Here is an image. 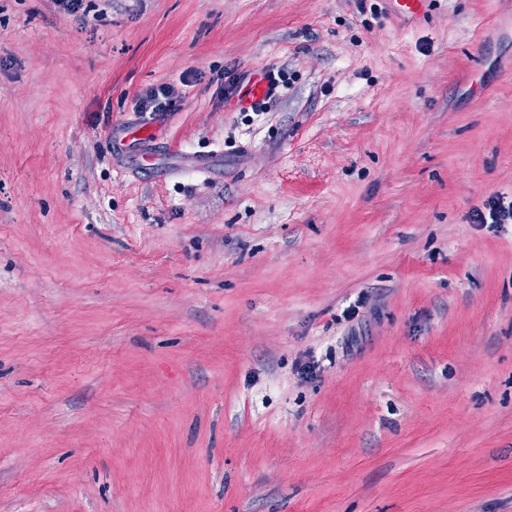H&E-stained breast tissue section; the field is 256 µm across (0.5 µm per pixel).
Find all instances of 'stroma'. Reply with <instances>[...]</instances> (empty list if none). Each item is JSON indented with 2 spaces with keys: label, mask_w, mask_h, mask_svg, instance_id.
<instances>
[{
  "label": "stroma",
  "mask_w": 512,
  "mask_h": 512,
  "mask_svg": "<svg viewBox=\"0 0 512 512\" xmlns=\"http://www.w3.org/2000/svg\"><path fill=\"white\" fill-rule=\"evenodd\" d=\"M378 2L0 0V512H512V0ZM270 89L268 74L263 71H256L250 77L245 93L240 99V106L246 107L261 101ZM178 97L175 86L150 89L138 98L136 112H165ZM504 196L492 197L488 200L485 209L488 210V217L486 214L478 210L475 214V220L480 224H511L512 223V201L507 205L504 202ZM488 219L490 222H488Z\"/></svg>",
  "instance_id": "35a3bbf8"
}]
</instances>
